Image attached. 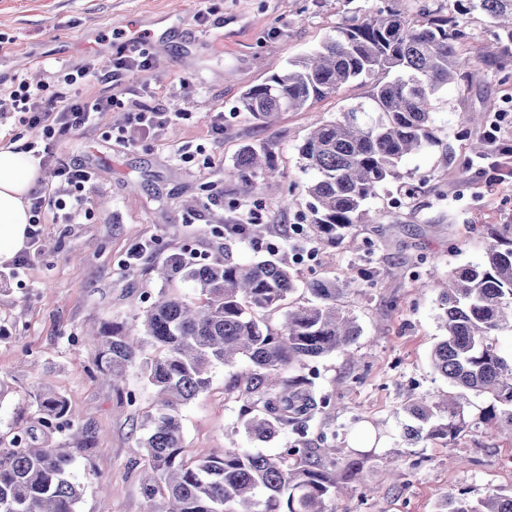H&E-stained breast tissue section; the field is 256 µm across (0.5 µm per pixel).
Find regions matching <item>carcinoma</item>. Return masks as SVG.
<instances>
[{"instance_id":"carcinoma-1","label":"carcinoma","mask_w":512,"mask_h":512,"mask_svg":"<svg viewBox=\"0 0 512 512\" xmlns=\"http://www.w3.org/2000/svg\"><path fill=\"white\" fill-rule=\"evenodd\" d=\"M455 2L462 15L478 9L488 16L495 39L512 40V0ZM460 35L457 24L438 11L419 24L380 10L359 24L337 27L318 49L243 94L242 110L267 123L283 112L304 110L349 82L371 81L367 101L317 126L299 149L320 240L334 243L362 223L367 200L396 177L403 158L432 141L431 102L463 65ZM275 168L272 149L250 146L224 175L241 179L253 193L252 177ZM254 232L251 224L224 225L222 260L197 263L183 253L166 258L160 269L164 283L176 278L194 283L201 302L163 293L144 311L140 332L111 321L93 336L98 357L90 375L113 383L125 377L145 346L157 349L142 361L158 395L154 411L141 423L151 470L142 489L150 501L165 491L166 512H325L336 489V469L347 478L357 471L356 463L336 457L335 449L306 444L309 421L317 414L331 418L336 405L304 369L355 342L359 329L337 298L344 289L361 287L370 273L348 275L339 284L314 279L306 285L313 301L288 306L295 280L274 251L261 259L233 258L232 245ZM439 301L444 334L431 352L434 373L457 389L487 396L485 420L512 430V361L501 355L494 338V332L512 329V238L498 239L483 262L448 274ZM241 362L245 366L232 389L248 438L270 442L289 431L298 436L297 444L275 455L226 448L186 458L180 407L209 387L216 365ZM35 402L44 428L74 427L76 417L59 393L42 390ZM436 411L448 413L447 422L426 430L407 425V439L453 440L467 428L456 404L418 398L406 407L423 423ZM34 439L32 430L20 429L12 447L0 448V512H76L75 457L67 448L37 447ZM446 507L447 512H512V496L492 493L474 502L451 492Z\"/></svg>"}]
</instances>
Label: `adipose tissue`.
<instances>
[{
  "mask_svg": "<svg viewBox=\"0 0 512 512\" xmlns=\"http://www.w3.org/2000/svg\"><path fill=\"white\" fill-rule=\"evenodd\" d=\"M38 176L28 155L0 146V264L25 249L30 229L27 198Z\"/></svg>",
  "mask_w": 512,
  "mask_h": 512,
  "instance_id": "adipose-tissue-1",
  "label": "adipose tissue"
}]
</instances>
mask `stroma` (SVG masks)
<instances>
[{"label": "stroma", "mask_w": 512, "mask_h": 512, "mask_svg": "<svg viewBox=\"0 0 512 512\" xmlns=\"http://www.w3.org/2000/svg\"><path fill=\"white\" fill-rule=\"evenodd\" d=\"M385 6L417 22L432 10L454 12V0H0V38L12 41L0 55L1 81L23 73L42 79L45 60L100 63L135 35L147 43L152 67L129 75V93L186 115L132 146L116 137L121 109L56 139L57 156L95 167L97 204L75 224L46 219L22 269L0 265V448L10 447L18 428L34 430L42 448L74 449L89 434L91 450L74 464L83 488L77 512H161L165 505L163 496L149 501L141 490L147 460L138 425L155 403L154 389L137 364L118 391L91 378L97 348L88 331L108 320L139 326L164 288L153 265L176 252L198 262L223 256L225 225L250 210L261 224L233 254L253 259L279 246L298 286L295 304L307 303L311 279L340 280L350 268L375 266L372 285L338 298L360 328L358 339L313 365L317 384L333 394L336 417L312 422L308 437L334 434L342 458L361 464L355 480L339 481L326 512H444L458 490L473 499L512 495V435L491 434L481 423L486 396L468 394L469 428L456 439L414 444L402 430L406 404L450 389L430 366L441 338L437 280L482 262L493 232L512 237V155L476 154L472 145L487 127L465 121L496 102L490 120L500 138L512 140V41L494 44L484 13L465 17L457 43L464 66L432 101L433 141L367 201L364 223L318 246L306 264L297 255L317 231L299 148L312 127L365 101L371 85L351 82L270 125L240 105L248 88L317 48L337 26ZM217 124L223 134L214 133ZM248 145L269 146L278 159L275 175H256L261 189L253 194L224 175ZM199 146L203 156L178 159L179 149ZM234 373L217 367L209 388L182 406L186 458L225 446L273 453L293 443L290 434L268 443L246 437L229 388ZM41 389L65 398L76 427H42Z\"/></svg>", "instance_id": "obj_1"}]
</instances>
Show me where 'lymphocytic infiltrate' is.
<instances>
[{"mask_svg":"<svg viewBox=\"0 0 512 512\" xmlns=\"http://www.w3.org/2000/svg\"><path fill=\"white\" fill-rule=\"evenodd\" d=\"M151 58L143 43L118 48L110 69L95 70L92 64L56 67L53 84L31 83L25 76H14L10 86H0V120L20 114L22 122L41 134V142H25V151L34 153L41 164H52L55 181L35 189L30 195V222L41 224L45 214L66 223H75L90 211V193L95 183L92 167L55 156L50 144L70 130L92 125L99 114L112 108H126L128 125L121 134L134 143L136 132L164 127L177 120V113L164 107H141L125 103V79L129 73L145 71ZM100 84V92L81 93V86Z\"/></svg>","mask_w":512,"mask_h":512,"instance_id":"obj_1","label":"lymphocytic infiltrate"}]
</instances>
